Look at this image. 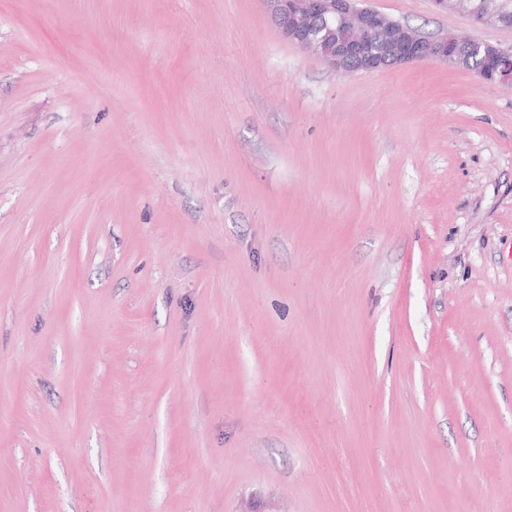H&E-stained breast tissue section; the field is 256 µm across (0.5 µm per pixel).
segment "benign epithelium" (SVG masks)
I'll list each match as a JSON object with an SVG mask.
<instances>
[{"label": "benign epithelium", "instance_id": "obj_1", "mask_svg": "<svg viewBox=\"0 0 512 512\" xmlns=\"http://www.w3.org/2000/svg\"><path fill=\"white\" fill-rule=\"evenodd\" d=\"M280 34L341 73L377 72L423 60L451 64L462 54L481 59L474 73L512 88V47L448 34L433 40L360 0H264ZM444 11L463 10L476 26L512 28L497 0H433Z\"/></svg>", "mask_w": 512, "mask_h": 512}]
</instances>
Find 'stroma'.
Listing matches in <instances>:
<instances>
[{
	"label": "stroma",
	"mask_w": 512,
	"mask_h": 512,
	"mask_svg": "<svg viewBox=\"0 0 512 512\" xmlns=\"http://www.w3.org/2000/svg\"><path fill=\"white\" fill-rule=\"evenodd\" d=\"M254 494L512 512V90L265 0H0V512Z\"/></svg>",
	"instance_id": "1"
}]
</instances>
